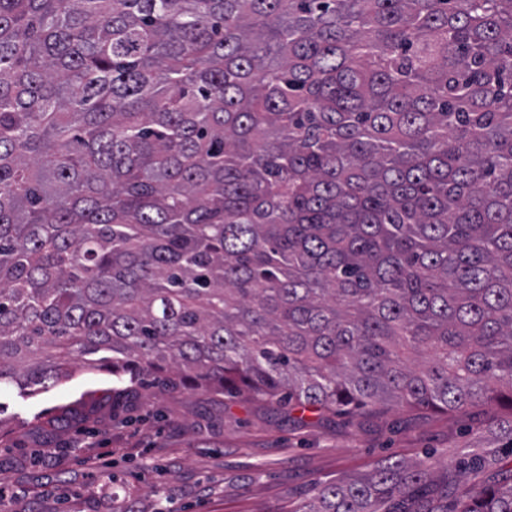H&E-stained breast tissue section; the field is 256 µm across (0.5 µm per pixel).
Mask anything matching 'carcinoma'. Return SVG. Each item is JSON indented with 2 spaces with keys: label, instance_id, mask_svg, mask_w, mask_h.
I'll return each mask as SVG.
<instances>
[{
  "label": "carcinoma",
  "instance_id": "carcinoma-1",
  "mask_svg": "<svg viewBox=\"0 0 512 512\" xmlns=\"http://www.w3.org/2000/svg\"><path fill=\"white\" fill-rule=\"evenodd\" d=\"M512 406V0H0V384ZM294 512H512V420Z\"/></svg>",
  "mask_w": 512,
  "mask_h": 512
}]
</instances>
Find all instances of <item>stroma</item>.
I'll return each mask as SVG.
<instances>
[{
	"mask_svg": "<svg viewBox=\"0 0 512 512\" xmlns=\"http://www.w3.org/2000/svg\"><path fill=\"white\" fill-rule=\"evenodd\" d=\"M512 417L506 404L435 412L379 404L300 411L149 380L76 376L27 397L0 386V512H288L313 483L382 459L446 461ZM110 448L107 466L87 457Z\"/></svg>",
	"mask_w": 512,
	"mask_h": 512,
	"instance_id": "1",
	"label": "stroma"
}]
</instances>
